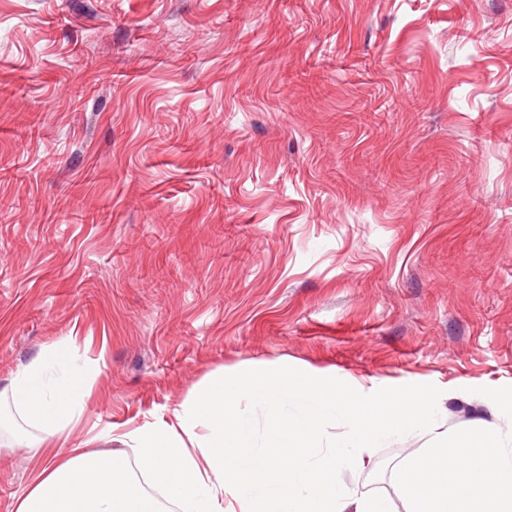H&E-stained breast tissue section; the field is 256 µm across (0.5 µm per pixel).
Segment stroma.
<instances>
[{
	"mask_svg": "<svg viewBox=\"0 0 512 512\" xmlns=\"http://www.w3.org/2000/svg\"><path fill=\"white\" fill-rule=\"evenodd\" d=\"M56 343L91 372L68 448L245 364L506 427L512 0H0V391ZM24 437L0 429V512L42 464ZM429 445L336 479L405 512Z\"/></svg>",
	"mask_w": 512,
	"mask_h": 512,
	"instance_id": "1",
	"label": "stroma"
}]
</instances>
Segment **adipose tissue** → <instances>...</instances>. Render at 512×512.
Segmentation results:
<instances>
[{"label": "adipose tissue", "mask_w": 512, "mask_h": 512, "mask_svg": "<svg viewBox=\"0 0 512 512\" xmlns=\"http://www.w3.org/2000/svg\"><path fill=\"white\" fill-rule=\"evenodd\" d=\"M242 368L236 388L212 373L178 405L174 424L141 428L129 438L140 465L180 512H392L382 497L367 498L339 486L337 469L363 463L373 448L406 433L408 419L432 434L436 445L419 464L404 468L394 484L408 512H512V448L474 456L455 487L441 472L449 450L470 438L440 432L436 401L416 402L376 420L364 419L339 400L331 385L312 380L303 387L287 371L263 384ZM89 372L63 346L44 349L24 365L8 392L42 436L25 443L33 454L61 438L83 416ZM259 408L272 428L270 438L254 433L246 410ZM341 428L322 443L325 425ZM314 442L313 453L298 440ZM16 512H160L131 476L119 451L75 448L65 458L46 459Z\"/></svg>", "instance_id": "1"}]
</instances>
